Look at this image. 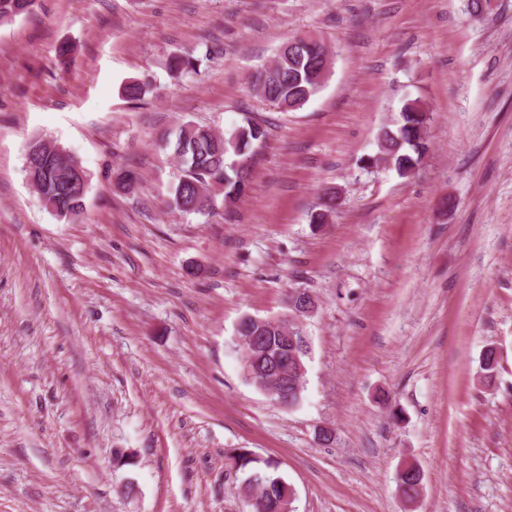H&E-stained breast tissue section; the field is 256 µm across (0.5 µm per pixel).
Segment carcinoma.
I'll use <instances>...</instances> for the list:
<instances>
[{
    "mask_svg": "<svg viewBox=\"0 0 512 512\" xmlns=\"http://www.w3.org/2000/svg\"><path fill=\"white\" fill-rule=\"evenodd\" d=\"M323 45L308 37H295L282 43L273 62L250 79V87L261 101L279 112L301 109L325 85L332 72L333 58L325 57ZM200 59L176 56L171 70L176 74L199 73ZM150 93V84L129 80L122 86L126 101L137 104ZM428 109L418 100L408 102L392 126H384L377 134V152L402 177L411 175L429 149L424 127L428 125ZM268 135L267 129L248 122L228 134L208 125L186 121L163 134L162 141L173 148L182 173L173 188L167 207L184 214L210 213L217 206L231 207L244 194L252 170V161ZM26 152L25 175L37 183L36 194L42 205L60 218L74 220L84 210L86 191L72 177L73 158L57 141L47 137L32 139ZM253 333L262 337L268 355L250 364V372L260 375L278 367L288 382V405H299L306 390V372L286 367L292 359L291 338L270 319L251 322ZM499 355L494 347L482 355L481 382L495 377ZM231 468L242 473L240 493L248 512H292L293 489L271 460H260L238 448L229 457ZM422 485L418 466L408 465L397 472L396 487L402 499L416 500Z\"/></svg>",
    "mask_w": 512,
    "mask_h": 512,
    "instance_id": "1",
    "label": "carcinoma"
}]
</instances>
